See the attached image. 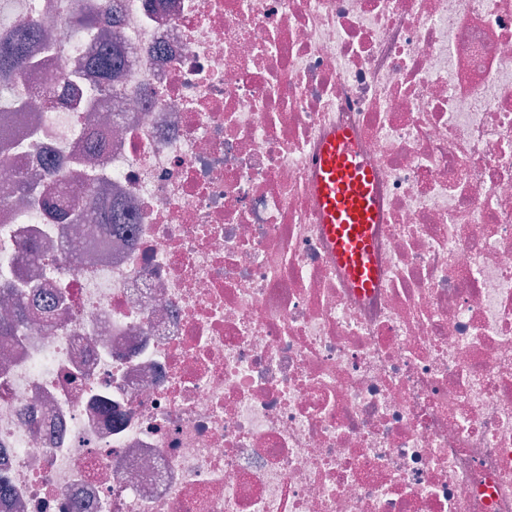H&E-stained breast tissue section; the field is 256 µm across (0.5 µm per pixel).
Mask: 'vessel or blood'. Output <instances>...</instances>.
<instances>
[{"mask_svg": "<svg viewBox=\"0 0 512 512\" xmlns=\"http://www.w3.org/2000/svg\"><path fill=\"white\" fill-rule=\"evenodd\" d=\"M324 231L337 262L358 288L372 287L371 226L377 221L372 175L357 159L350 137L340 131L325 143L317 163Z\"/></svg>", "mask_w": 512, "mask_h": 512, "instance_id": "b4317fda", "label": "vessel or blood"}]
</instances>
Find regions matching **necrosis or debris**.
<instances>
[{"label":"necrosis or debris","instance_id":"4bbe7bcc","mask_svg":"<svg viewBox=\"0 0 512 512\" xmlns=\"http://www.w3.org/2000/svg\"><path fill=\"white\" fill-rule=\"evenodd\" d=\"M28 19L48 78L102 42L126 68L91 114L26 90L0 184L129 226L0 203V250L60 260L8 276L59 306L0 339V512H512V0H0ZM338 131L363 290L316 190ZM322 221L336 261L356 288H371L375 270L370 254L371 224L377 222L372 175L357 159L350 137L334 133L317 163Z\"/></svg>","mask_w":512,"mask_h":512}]
</instances>
